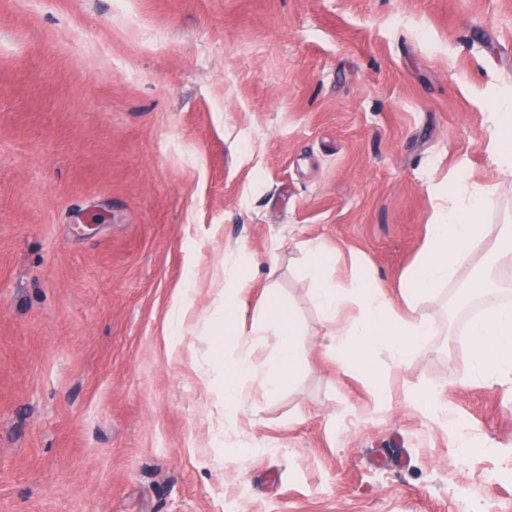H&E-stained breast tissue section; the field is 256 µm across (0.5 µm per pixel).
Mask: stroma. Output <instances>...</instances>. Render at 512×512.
I'll return each instance as SVG.
<instances>
[{
  "mask_svg": "<svg viewBox=\"0 0 512 512\" xmlns=\"http://www.w3.org/2000/svg\"><path fill=\"white\" fill-rule=\"evenodd\" d=\"M0 0V512H512V386L471 373L461 281L419 303L438 331L380 405L336 364L306 250L353 257L395 306L438 204L512 171L484 101L512 91V0ZM278 264L294 379L245 382L213 448V272ZM177 349L167 314L187 269ZM444 391L474 428L409 404Z\"/></svg>",
  "mask_w": 512,
  "mask_h": 512,
  "instance_id": "stroma-1",
  "label": "stroma"
}]
</instances>
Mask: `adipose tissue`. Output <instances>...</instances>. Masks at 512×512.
I'll return each instance as SVG.
<instances>
[{"label":"adipose tissue","mask_w":512,"mask_h":512,"mask_svg":"<svg viewBox=\"0 0 512 512\" xmlns=\"http://www.w3.org/2000/svg\"><path fill=\"white\" fill-rule=\"evenodd\" d=\"M496 130L489 143L490 153L512 168V97L499 98L491 115ZM489 199L488 191L472 193L458 205L442 207L428 227L425 244L403 279L407 311H399L388 300L381 286L363 284L359 277L340 283L330 275L334 256L325 247H308L306 257L312 281V294L336 338V361L342 368L358 372L377 391L381 402H388L385 379L377 363L378 353H386L392 368H400L420 351L436 324L419 313V301L456 278H463L467 290L487 295L493 291L490 276H469L477 252L488 249L480 218ZM276 265H269L268 285L262 290L260 333L270 340L274 352L264 360L253 356V339L235 338L236 353L225 355L224 333L235 322L239 307L253 288L237 262L227 258L216 267L215 279L223 286L222 317L213 324L215 392L224 402V424L235 426L243 402L242 380H257L264 395H275L298 368L295 354L300 327L289 304L272 281ZM472 370L477 378L492 382H512V307L487 305L469 326Z\"/></svg>","instance_id":"adipose-tissue-1"}]
</instances>
